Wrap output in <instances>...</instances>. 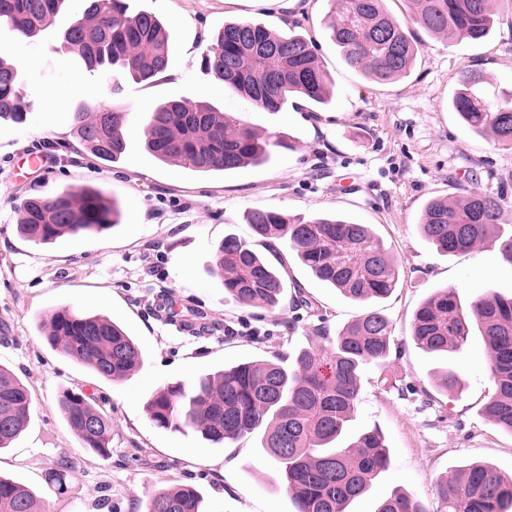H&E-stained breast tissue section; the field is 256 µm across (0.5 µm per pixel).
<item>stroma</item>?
Segmentation results:
<instances>
[{"instance_id": "35a3bbf8", "label": "stroma", "mask_w": 512, "mask_h": 512, "mask_svg": "<svg viewBox=\"0 0 512 512\" xmlns=\"http://www.w3.org/2000/svg\"><path fill=\"white\" fill-rule=\"evenodd\" d=\"M385 4L422 42L411 71L385 82L345 63L329 38L335 15L328 0H129L131 9L161 17L171 34L168 68L150 84L88 74L60 49L55 29L22 41L0 28V49L19 65L28 101L24 123L0 121V366L32 397L28 429L0 450V475L32 490L44 512H145L161 486L196 488L207 512H294L255 436L213 445L192 431L157 427L146 410L164 385L320 346L318 330L335 333L364 312L365 303L318 282L288 252L273 254L244 220L255 208L307 219L337 214L370 225L400 268L397 287L378 303L393 325L390 362L363 370L347 428L351 436L380 428L391 464L351 512H376L397 488L413 493L426 512H438L436 478L466 464L512 476V434L485 413L495 383L482 337L471 336L447 360L411 337L413 315L435 289H456L464 301L490 289L512 294V264L496 236L477 250L448 255L416 228L434 197L454 200L480 189L512 202V145L470 132L448 108L460 75L471 69L488 77L490 100H512V0H492L494 27L478 43L424 33L408 0ZM234 21L310 40L336 86L332 103L317 108L292 96L282 111L266 112L216 84L202 56ZM195 97L260 136L282 138L271 164L204 176L151 156L139 133L149 112ZM79 104L131 112L119 164L102 165L79 144L72 122ZM33 151L49 156L51 168L32 171ZM90 185L119 201L120 224L48 244L20 236L16 199ZM228 236L275 258L281 305L245 307L225 295L213 255ZM61 305L124 325L145 353L143 365L112 382L54 351L38 321ZM446 365L462 376L458 390L438 386L436 372ZM402 383L415 386V395L399 396ZM64 389L90 396L111 420L108 457L81 448L70 433L57 405ZM62 461L69 464V491L58 495L47 478Z\"/></svg>"}]
</instances>
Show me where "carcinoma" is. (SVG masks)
I'll return each instance as SVG.
<instances>
[{
  "label": "carcinoma",
  "instance_id": "obj_1",
  "mask_svg": "<svg viewBox=\"0 0 512 512\" xmlns=\"http://www.w3.org/2000/svg\"><path fill=\"white\" fill-rule=\"evenodd\" d=\"M74 0H0V26L25 40L51 28ZM82 13L57 31L61 47L91 72L115 73L136 83H151L169 64L170 33L146 10L129 11L125 0H82ZM336 12L330 39L345 63L378 81L405 74L421 44L391 15L385 0H330ZM414 20L430 34L452 33L478 42L493 25L490 0H411ZM214 81L254 106L279 112L297 94L327 105L335 89L311 43L299 34L279 35L265 26L239 21L224 24L203 58ZM484 75L468 71L448 101L475 133L492 132L512 142V104L493 107L483 95ZM27 104L19 70L0 51V120L22 123ZM130 113L119 107L96 112L78 105L73 129L85 149L106 166L118 163L126 149L123 131ZM146 151L162 163L195 173L224 174L270 161L278 141L262 138L239 118L206 100H169L145 119ZM19 232L46 244L66 234L88 233L118 223L120 203L101 189L61 190L32 195L15 206ZM502 195L469 191L455 201L428 200L417 224L420 237L448 253L473 251L491 231L505 236L501 253L512 264V233L505 234ZM247 223L263 238L283 241L319 281L355 301L385 299L400 279L371 227L325 217L291 219L268 209H252ZM224 273V292L243 306L277 307L283 282L251 245L226 237L214 253ZM47 344L106 380L128 377L143 363L141 347L116 323L99 315L78 314L67 306L51 311L39 324ZM478 329L487 348V365L496 390L485 412L512 434V296L487 291L463 303L452 288H440L416 310L412 338L426 353L459 351ZM321 349L300 350L293 358L239 362L187 383L161 387L147 406L150 420L173 431L191 430L212 444L260 436L261 447L279 468L282 488L295 512H347L370 482L390 465L385 437L365 429L348 442L343 436L360 392V373L369 364L384 365L392 350V324L378 308L329 336ZM457 371L445 368L439 387L454 391ZM31 394L11 371L0 366V450L10 447L30 423ZM59 408L80 447L100 456L110 452L112 422L85 394L66 391ZM68 465L51 472L50 486L67 492ZM438 512H512V478L487 464H471L435 482ZM192 487L153 491L146 512H203ZM36 495L0 476V512H38ZM377 512H425L418 499L395 489Z\"/></svg>",
  "mask_w": 512,
  "mask_h": 512
}]
</instances>
